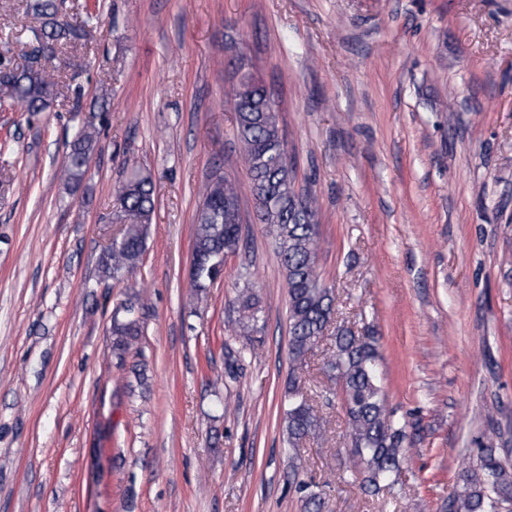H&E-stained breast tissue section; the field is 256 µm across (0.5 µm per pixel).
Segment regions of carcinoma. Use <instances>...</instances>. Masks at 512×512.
I'll list each match as a JSON object with an SVG mask.
<instances>
[{"mask_svg":"<svg viewBox=\"0 0 512 512\" xmlns=\"http://www.w3.org/2000/svg\"><path fill=\"white\" fill-rule=\"evenodd\" d=\"M30 12L40 19L32 31L37 46L31 64L18 68L0 55V88L28 112H43L57 94L53 75L36 66L39 55L49 58L67 42L88 41L93 16L73 25L58 20V0H27ZM236 135L256 200V217L266 226L284 270L288 292L289 354L292 369L282 400L283 439L291 451L290 467L295 491L304 512H322L324 498L315 484L300 479L303 470L301 445L323 436V419L301 387L308 359L335 322L334 287L326 284L317 268L320 225L310 197L295 190V165L288 155L280 127L276 100L250 71L243 59L234 63ZM95 128L80 129L70 144L67 181L75 184L86 172L88 158L96 148ZM116 220L122 224L117 237L101 256L106 276L120 280L140 263L155 210L156 186L151 176L133 173L117 190ZM241 209L236 185L221 174L207 187L196 212L193 239L194 262L191 288L204 291L217 274L211 264L220 254L237 251L241 242ZM140 297L131 295L123 312L112 317L113 349L124 356L142 335L133 317ZM238 327L254 331L259 322V301L244 282L237 298ZM377 340L357 334L345 325L335 327L330 351L322 371L336 383L343 403L349 436L350 476L366 494L393 490L401 482L405 423L386 407L379 375ZM453 512H508L512 506V466L497 449L481 448L476 463L465 467L449 495Z\"/></svg>","mask_w":512,"mask_h":512,"instance_id":"cac0c4a2","label":"carcinoma"}]
</instances>
